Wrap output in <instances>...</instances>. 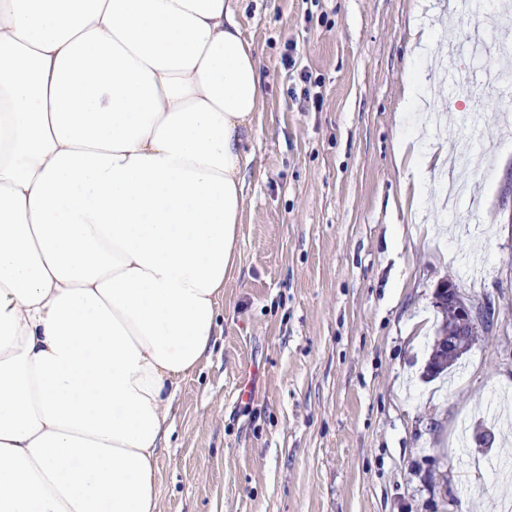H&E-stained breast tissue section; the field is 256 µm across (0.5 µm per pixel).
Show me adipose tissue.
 Returning <instances> with one entry per match:
<instances>
[{"label": "adipose tissue", "instance_id": "obj_1", "mask_svg": "<svg viewBox=\"0 0 512 512\" xmlns=\"http://www.w3.org/2000/svg\"><path fill=\"white\" fill-rule=\"evenodd\" d=\"M247 0H0V512H159L239 269ZM419 208L445 154L418 159Z\"/></svg>", "mask_w": 512, "mask_h": 512}]
</instances>
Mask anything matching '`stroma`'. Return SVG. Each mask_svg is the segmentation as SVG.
I'll use <instances>...</instances> for the list:
<instances>
[{"label":"stroma","instance_id":"obj_1","mask_svg":"<svg viewBox=\"0 0 512 512\" xmlns=\"http://www.w3.org/2000/svg\"><path fill=\"white\" fill-rule=\"evenodd\" d=\"M454 0H250L237 21L265 80L244 145L238 273L224 284L210 357L182 384L159 451L160 512H512V439L487 417L512 401V85L484 68L481 38L437 71L446 39L421 47L448 117L435 183L469 194L402 206L400 137L413 23L478 14ZM483 310L471 349L443 377L425 366L442 279ZM489 431L493 443L475 447Z\"/></svg>","mask_w":512,"mask_h":512}]
</instances>
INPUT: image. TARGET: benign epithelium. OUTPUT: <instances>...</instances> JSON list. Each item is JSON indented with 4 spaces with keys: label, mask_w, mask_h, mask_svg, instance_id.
Segmentation results:
<instances>
[{
    "label": "benign epithelium",
    "mask_w": 512,
    "mask_h": 512,
    "mask_svg": "<svg viewBox=\"0 0 512 512\" xmlns=\"http://www.w3.org/2000/svg\"><path fill=\"white\" fill-rule=\"evenodd\" d=\"M434 299L437 306L451 314L448 326L437 338L434 352L439 359L446 358L451 362L463 356L474 344L484 323L483 316L464 300L448 279L437 284Z\"/></svg>",
    "instance_id": "1"
}]
</instances>
